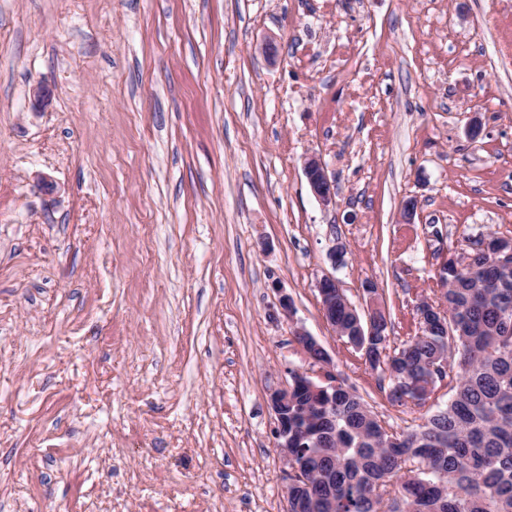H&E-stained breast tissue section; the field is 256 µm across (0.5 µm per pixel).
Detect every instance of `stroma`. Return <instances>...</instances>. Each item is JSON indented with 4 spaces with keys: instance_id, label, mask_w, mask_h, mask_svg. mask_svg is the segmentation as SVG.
I'll return each mask as SVG.
<instances>
[{
    "instance_id": "stroma-1",
    "label": "stroma",
    "mask_w": 512,
    "mask_h": 512,
    "mask_svg": "<svg viewBox=\"0 0 512 512\" xmlns=\"http://www.w3.org/2000/svg\"><path fill=\"white\" fill-rule=\"evenodd\" d=\"M491 234L512 0H0V512H284L269 396L322 378L295 327L386 427L423 414L316 281L375 288L396 347ZM303 170L315 198L323 206H335L336 181L330 177L322 160L316 155L306 156Z\"/></svg>"
}]
</instances>
